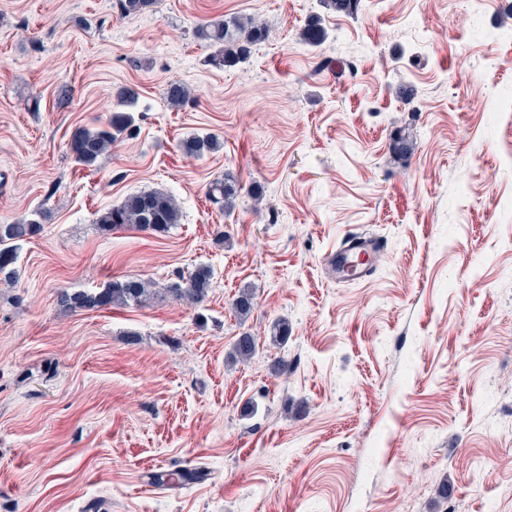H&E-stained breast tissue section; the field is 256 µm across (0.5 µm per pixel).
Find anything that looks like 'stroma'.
Instances as JSON below:
<instances>
[{"label":"stroma","instance_id":"1","mask_svg":"<svg viewBox=\"0 0 512 512\" xmlns=\"http://www.w3.org/2000/svg\"><path fill=\"white\" fill-rule=\"evenodd\" d=\"M233 15L268 37L219 69L194 29ZM130 85L132 129L79 165L72 131ZM206 133L218 152L182 151ZM510 143L512 0H0V224L51 214L0 272V512H512ZM228 172L227 212L206 190ZM144 190L180 224H96ZM357 232L375 272L336 282L326 256ZM201 265L207 298L176 300ZM127 277L152 300L58 302ZM244 332L256 354L232 362Z\"/></svg>","mask_w":512,"mask_h":512}]
</instances>
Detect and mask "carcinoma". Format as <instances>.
Listing matches in <instances>:
<instances>
[{
	"label": "carcinoma",
	"mask_w": 512,
	"mask_h": 512,
	"mask_svg": "<svg viewBox=\"0 0 512 512\" xmlns=\"http://www.w3.org/2000/svg\"><path fill=\"white\" fill-rule=\"evenodd\" d=\"M157 0H119L121 11L126 16H138L152 11ZM329 10L353 15L357 13L360 0H321ZM268 29L255 17L231 16L200 24L195 36L215 48L210 61L219 67H234L247 60L255 46L264 42ZM327 31L319 16L313 15L301 32L302 40L309 45H319L325 41ZM168 104L181 107L192 98V89L183 82H171L164 91ZM133 116L127 111H116L104 122L95 126H80L71 134L69 150L75 161L85 167H93L109 151L112 144L132 126ZM221 146L219 139L212 134L195 135L187 138L181 148L190 156L203 157L216 152ZM413 143L397 135L391 138L390 152L397 157L411 154ZM243 187L228 173L224 179L210 184L207 194L216 203L224 204V209L234 208ZM46 213L37 209L31 216L14 224H0V272L14 263L15 243L33 236L41 230ZM181 210L177 200L162 191L148 190L127 196L124 201L109 208L96 217V223L103 230L135 225L142 229L165 232L174 224L180 223ZM213 273L208 266H199L183 283H177L170 292L187 304L198 305L208 296ZM154 295L151 282L137 278L116 279L95 292L62 290L60 305L70 311L102 309L115 305L144 304ZM253 308V294L244 289L234 298L232 309L240 317H246ZM257 339L245 332L237 337L232 348V357L247 360L255 353Z\"/></svg>",
	"instance_id": "obj_1"
}]
</instances>
